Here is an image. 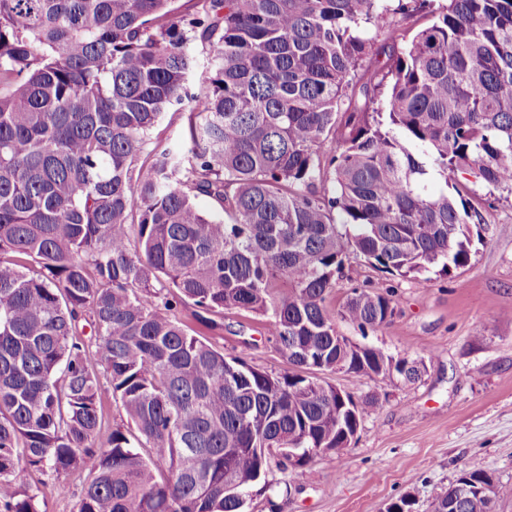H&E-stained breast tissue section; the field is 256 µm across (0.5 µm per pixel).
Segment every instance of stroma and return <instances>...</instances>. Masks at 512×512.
I'll return each instance as SVG.
<instances>
[{
    "instance_id": "obj_1",
    "label": "stroma",
    "mask_w": 512,
    "mask_h": 512,
    "mask_svg": "<svg viewBox=\"0 0 512 512\" xmlns=\"http://www.w3.org/2000/svg\"><path fill=\"white\" fill-rule=\"evenodd\" d=\"M471 188L482 221L466 267L403 278L353 260L328 298L336 310L353 288L393 290L389 324L363 332L340 320L337 331L394 359L421 363L420 379L322 373L353 397L376 395L375 414L363 420L349 448L319 454L299 479L273 469V489L248 501L246 512H385L403 496L414 500V512H427L434 496L469 469L512 486V192L482 182ZM194 313L186 304L176 316L225 356L244 352L256 368L287 370L269 317L228 310L221 327L207 329ZM89 480L78 469L58 477L23 466L17 474L42 512H75Z\"/></svg>"
}]
</instances>
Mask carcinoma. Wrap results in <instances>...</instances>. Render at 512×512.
<instances>
[{
    "mask_svg": "<svg viewBox=\"0 0 512 512\" xmlns=\"http://www.w3.org/2000/svg\"><path fill=\"white\" fill-rule=\"evenodd\" d=\"M432 2L0 0V512H40L21 462L88 472L75 512H244L271 462L301 476L376 408L297 370L421 377L337 333L390 322L391 293L327 299L352 256L467 266L458 174L512 192V0H448L380 62L369 26ZM186 110L187 147L145 152ZM187 302L210 329L271 315L291 369L224 357ZM102 371L129 419L106 435ZM488 482L462 471L431 512H493Z\"/></svg>",
    "mask_w": 512,
    "mask_h": 512,
    "instance_id": "cac0c4a2",
    "label": "carcinoma"
}]
</instances>
